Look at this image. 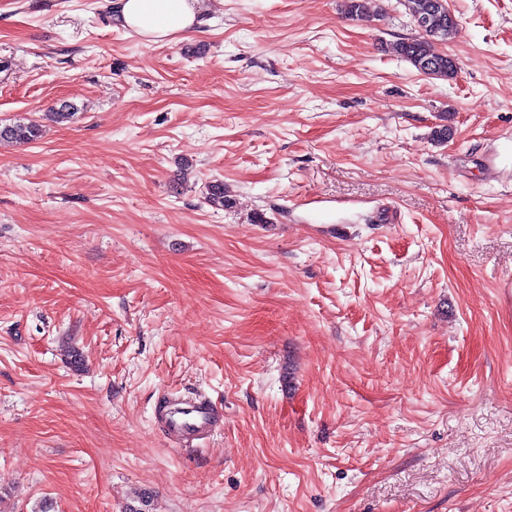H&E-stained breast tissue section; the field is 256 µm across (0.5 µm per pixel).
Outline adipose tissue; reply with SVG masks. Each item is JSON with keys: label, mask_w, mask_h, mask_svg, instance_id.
Instances as JSON below:
<instances>
[{"label": "adipose tissue", "mask_w": 512, "mask_h": 512, "mask_svg": "<svg viewBox=\"0 0 512 512\" xmlns=\"http://www.w3.org/2000/svg\"><path fill=\"white\" fill-rule=\"evenodd\" d=\"M115 22L150 42L201 25L198 0H114Z\"/></svg>", "instance_id": "obj_1"}]
</instances>
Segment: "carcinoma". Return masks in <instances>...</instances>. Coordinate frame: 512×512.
I'll list each match as a JSON object with an SVG mask.
<instances>
[{
	"label": "carcinoma",
	"instance_id": "carcinoma-1",
	"mask_svg": "<svg viewBox=\"0 0 512 512\" xmlns=\"http://www.w3.org/2000/svg\"><path fill=\"white\" fill-rule=\"evenodd\" d=\"M439 0H404L403 6L413 20L427 18L430 31L418 33L413 38L404 39L394 46V51L413 64L419 71L438 78L450 79L456 69L448 68V55L436 49V44L445 42L448 35V18L442 16V10L436 7ZM40 137L39 125L19 123L0 128V140L32 142ZM206 200L214 207H227L230 200L224 194V183L213 181L206 187Z\"/></svg>",
	"mask_w": 512,
	"mask_h": 512
}]
</instances>
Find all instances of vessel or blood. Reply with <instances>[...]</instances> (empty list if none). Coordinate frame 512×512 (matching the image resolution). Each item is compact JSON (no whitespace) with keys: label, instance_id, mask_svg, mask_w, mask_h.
<instances>
[{"label":"vessel or blood","instance_id":"vessel-or-blood-1","mask_svg":"<svg viewBox=\"0 0 512 512\" xmlns=\"http://www.w3.org/2000/svg\"><path fill=\"white\" fill-rule=\"evenodd\" d=\"M159 422L174 448L188 449L210 437L219 427V413L205 396L167 398L158 410Z\"/></svg>","mask_w":512,"mask_h":512}]
</instances>
